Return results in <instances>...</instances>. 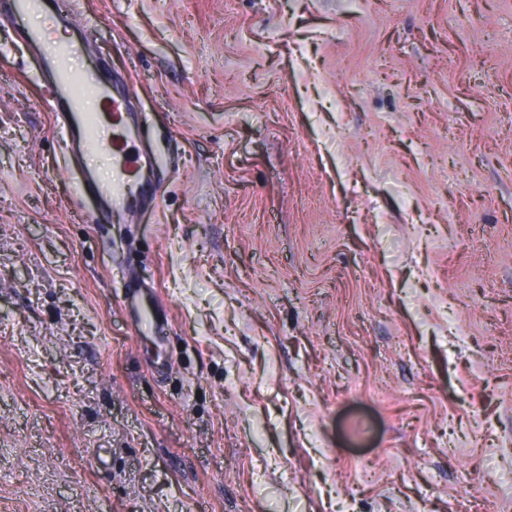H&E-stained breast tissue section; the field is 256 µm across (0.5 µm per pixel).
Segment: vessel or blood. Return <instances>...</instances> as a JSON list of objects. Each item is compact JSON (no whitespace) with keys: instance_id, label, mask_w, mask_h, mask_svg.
<instances>
[{"instance_id":"vessel-or-blood-1","label":"vessel or blood","mask_w":512,"mask_h":512,"mask_svg":"<svg viewBox=\"0 0 512 512\" xmlns=\"http://www.w3.org/2000/svg\"><path fill=\"white\" fill-rule=\"evenodd\" d=\"M73 44L65 42L44 54L53 66L56 82L45 105L56 117V127L72 155L99 150L112 154V177L107 182L85 181L84 191L105 203L112 215L136 213L156 197V177L162 167L156 154L137 148L146 114L127 108V89L100 83L87 71L72 70ZM124 304L133 314L136 330L157 322L161 311L156 299L144 296L134 280L125 284Z\"/></svg>"}]
</instances>
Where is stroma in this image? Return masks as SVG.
I'll return each mask as SVG.
<instances>
[{
	"label": "stroma",
	"mask_w": 512,
	"mask_h": 512,
	"mask_svg": "<svg viewBox=\"0 0 512 512\" xmlns=\"http://www.w3.org/2000/svg\"><path fill=\"white\" fill-rule=\"evenodd\" d=\"M48 18L178 171L86 223L0 20V512H512V0ZM125 310L129 307L134 314V320H131L135 325L137 332H142L147 325H150L159 320L161 311L158 305L157 295L155 299L152 297H145L141 287L132 277L126 278L125 284Z\"/></svg>",
	"instance_id": "obj_1"
}]
</instances>
